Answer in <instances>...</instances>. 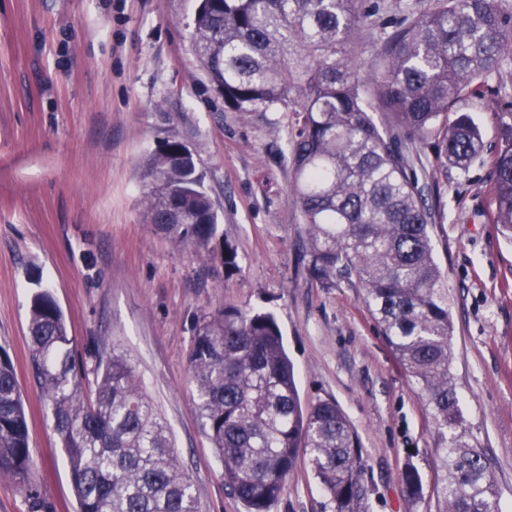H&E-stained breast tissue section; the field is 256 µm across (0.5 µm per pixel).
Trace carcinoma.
I'll list each match as a JSON object with an SVG mask.
<instances>
[{"label": "carcinoma", "mask_w": 512, "mask_h": 512, "mask_svg": "<svg viewBox=\"0 0 512 512\" xmlns=\"http://www.w3.org/2000/svg\"><path fill=\"white\" fill-rule=\"evenodd\" d=\"M367 0H200L192 48L210 84L238 112L295 101L291 191L305 224L311 279L359 289L389 347L425 397L444 472L443 512H501L486 455L469 440L452 374L448 288L430 228L438 205L418 172L430 137L437 163L465 171L484 150L480 127L448 112L481 96L512 60V5L429 0L407 14L365 71L351 58ZM387 122L379 124L374 111ZM165 141L147 160L149 223L204 257L216 215L195 158ZM490 218L512 240V111L500 113L491 161ZM31 362L67 457L77 512H198L172 433L122 355L88 372L50 294L29 312ZM202 432L224 484L246 512H268L299 456L335 512H368L365 464L335 401L303 409L282 332L270 312L226 306L201 321L189 354ZM25 485L29 433L14 365L0 347V475ZM408 495L421 478L402 474Z\"/></svg>", "instance_id": "carcinoma-1"}]
</instances>
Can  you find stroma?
Masks as SVG:
<instances>
[{
    "instance_id": "1",
    "label": "stroma",
    "mask_w": 512,
    "mask_h": 512,
    "mask_svg": "<svg viewBox=\"0 0 512 512\" xmlns=\"http://www.w3.org/2000/svg\"><path fill=\"white\" fill-rule=\"evenodd\" d=\"M425 0H378L354 35L370 64ZM197 0H0V347L10 355L29 424L27 485L0 477V512H76L66 457L32 380L28 318L48 290L76 363L118 352L171 427L199 512H246L202 433L188 355L199 321L227 305L268 311L283 332L303 406L332 399L355 428L370 512H438L443 472L424 399L359 292L311 280L286 160L292 114L239 112L219 97L191 46ZM465 96L484 150L468 172L435 171L431 229L448 284L453 364L466 428L491 457L502 512H512V243L489 220L487 174L512 63ZM194 154L218 218L210 261L145 220L146 163L164 141ZM237 271L221 261L225 244ZM422 478L410 499L406 467ZM269 512H333L299 460Z\"/></svg>"
}]
</instances>
